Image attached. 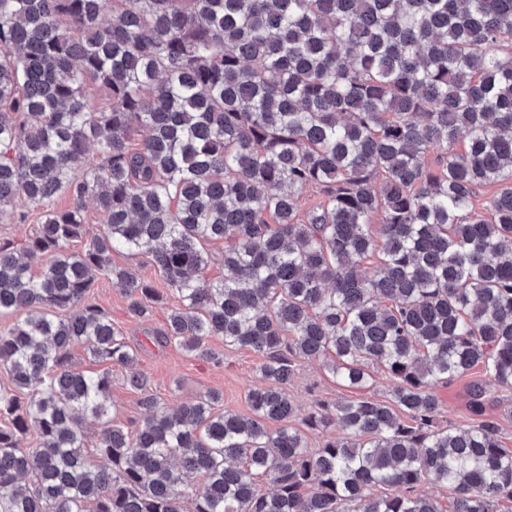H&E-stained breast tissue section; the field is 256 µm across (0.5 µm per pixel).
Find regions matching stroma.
<instances>
[{"instance_id":"stroma-1","label":"stroma","mask_w":512,"mask_h":512,"mask_svg":"<svg viewBox=\"0 0 512 512\" xmlns=\"http://www.w3.org/2000/svg\"><path fill=\"white\" fill-rule=\"evenodd\" d=\"M91 295L109 312L115 327L136 349L138 369L150 376L154 392L168 405L173 406L195 399L206 391L217 390L224 395V409L240 414L248 413L245 394L258 381L256 367L259 358L254 352L246 349L228 351L222 339H212L211 347L224 355L223 364L216 365L190 356L176 347L157 345L153 336L165 326L169 304L157 305L149 319L138 318L130 312L126 295L103 277L96 279ZM480 376L481 371L476 368L469 376L450 385L437 386L436 392L444 404V412L440 417L442 424L455 428L474 424L475 418L468 405L467 386L471 380ZM290 393L302 410L314 401L332 404L355 395L354 390L336 381L318 360L302 363ZM138 399V393L126 383L125 370L113 368L111 400L115 406V421L128 427L135 426L142 418Z\"/></svg>"}]
</instances>
